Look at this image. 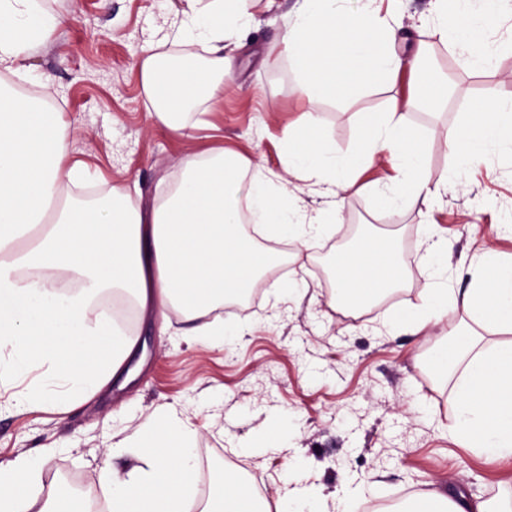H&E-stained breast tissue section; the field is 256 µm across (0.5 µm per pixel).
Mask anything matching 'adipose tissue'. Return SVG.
Returning a JSON list of instances; mask_svg holds the SVG:
<instances>
[{
  "mask_svg": "<svg viewBox=\"0 0 512 512\" xmlns=\"http://www.w3.org/2000/svg\"><path fill=\"white\" fill-rule=\"evenodd\" d=\"M342 0H300L282 35L285 49L302 79L308 100H330L368 81H395L415 74L426 99L442 90L426 73L427 58L416 51L406 58L393 44L395 30L385 17L367 10L345 9ZM242 0H180L176 40L182 53L173 59L149 53L139 70L145 95L156 118L180 129L182 107L198 92L216 97L222 83L223 56L210 70L197 69L191 44L203 35L212 43L232 34ZM488 0H434L441 39L474 68L490 67L494 49L484 32ZM55 20L37 0H0V67L44 40ZM285 165L294 176L308 175L337 196L354 188L376 156L398 166L389 189L369 183L388 208L400 200L431 205L441 185L431 184L422 166L417 131L405 113L392 107L372 114L358 150L336 151L316 116L286 134ZM458 173L474 163L512 155V100L487 92L449 145ZM67 146L59 115L48 109L42 90L17 94L0 87V379L36 364L50 369L29 390L32 403L47 400L76 404L121 377L135 340L111 331L104 317L89 318L92 295L113 288L132 295L143 315L166 324L177 312L184 336L220 341L224 322L216 309L244 301L258 279L277 262L238 228L240 198L252 203L256 223L276 237L293 240V263L304 264L310 243L304 224H323L324 214L292 219L283 204L280 180L246 182L243 157L225 148L187 163L170 197L142 211L129 196H109L93 204L75 202L56 210L54 189L61 179L79 180V165L64 167ZM336 281L332 307L360 313L397 287L404 275L390 253L369 242L331 259ZM471 283L452 292L447 280L433 278L416 310L403 316L414 332L438 323L455 303L468 311L473 325L442 343L427 360L439 378H456L448 406L451 428L470 447L512 457V345L486 342L488 328L512 329V261L487 253L469 264ZM81 280L77 293L56 290L57 279ZM195 433L174 417L148 424L135 443L137 463L125 475L101 474L111 485L109 512H186L193 498L196 469ZM41 457L27 453L0 464V512H31ZM201 512H270L236 473L215 483Z\"/></svg>",
  "mask_w": 512,
  "mask_h": 512,
  "instance_id": "obj_1",
  "label": "adipose tissue"
}]
</instances>
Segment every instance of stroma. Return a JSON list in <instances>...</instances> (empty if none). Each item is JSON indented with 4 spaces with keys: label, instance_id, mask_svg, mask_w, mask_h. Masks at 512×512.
I'll use <instances>...</instances> for the list:
<instances>
[{
    "label": "stroma",
    "instance_id": "obj_1",
    "mask_svg": "<svg viewBox=\"0 0 512 512\" xmlns=\"http://www.w3.org/2000/svg\"><path fill=\"white\" fill-rule=\"evenodd\" d=\"M178 0H42L58 23L39 46L16 62L21 76L11 85L28 90L44 84L61 114L67 164L85 177L59 188L61 202L117 191L161 205L176 187L184 165L205 151L227 147L245 156L249 177L283 174L288 127L316 115L337 151L355 149L366 118L389 105L404 107L422 142L431 181L447 180L431 216L417 203L382 207L367 190L332 199L321 186L291 179L289 190L313 214L335 208V224L310 234L313 258L305 268L259 279L260 293L246 311L224 315L223 342L190 340L179 315L159 332L139 315L132 297L105 290L88 303L90 314L119 301L129 307L124 331L137 342L145 365L125 388L109 386L67 408L29 404L30 373L0 384V462L22 453L42 455L39 481L60 474L97 491L104 470L135 463L128 442L158 412L174 413L196 434V503L206 502L222 472L241 471L261 483L262 497H284L286 474L315 487L309 499H291L294 512H404L426 491L464 492L468 497L512 503V458L491 459L465 448L448 427L452 384L431 374L424 361L444 333L465 320L462 308L422 336L399 325L402 313L420 302L425 279L441 270L454 291L468 288L462 256L492 250L512 257V156L455 176L447 141L487 90L512 97V18L492 13L487 32L499 46L492 68L464 65L435 35L432 0H403L396 19L395 49H428L436 76L447 82L446 100L418 101L415 80L398 77L345 93L333 102L308 103L301 79L279 39L298 0H249L245 26L228 45L231 65L217 98L197 95L184 127L175 131L151 114L139 76L144 48L177 56L167 27ZM397 226L400 242L416 239L402 267L406 288L376 311L355 317L333 312V280L321 275L330 243L351 222ZM448 240V258L433 267L423 244L429 235ZM298 289H289L291 281Z\"/></svg>",
    "mask_w": 512,
    "mask_h": 512
}]
</instances>
